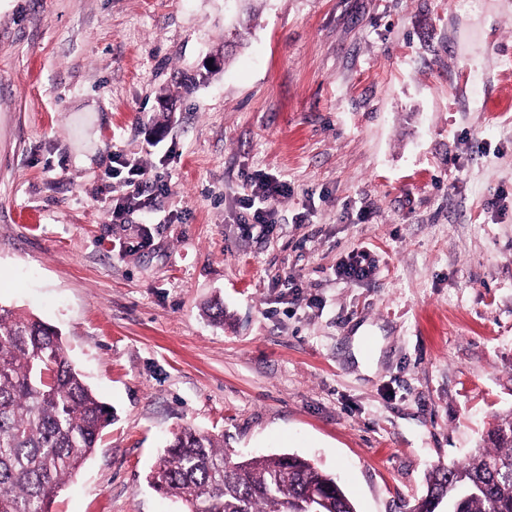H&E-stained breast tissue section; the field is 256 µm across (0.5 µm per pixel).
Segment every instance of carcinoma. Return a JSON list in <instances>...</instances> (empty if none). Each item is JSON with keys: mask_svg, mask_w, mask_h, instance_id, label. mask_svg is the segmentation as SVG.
<instances>
[{"mask_svg": "<svg viewBox=\"0 0 512 512\" xmlns=\"http://www.w3.org/2000/svg\"><path fill=\"white\" fill-rule=\"evenodd\" d=\"M111 423L58 328L0 305V512H51ZM149 482L187 512H356L336 478L309 460H233L193 428L172 435ZM407 512H512V413L466 461L434 466Z\"/></svg>", "mask_w": 512, "mask_h": 512, "instance_id": "1", "label": "carcinoma"}]
</instances>
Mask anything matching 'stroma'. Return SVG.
I'll return each mask as SVG.
<instances>
[{"mask_svg": "<svg viewBox=\"0 0 512 512\" xmlns=\"http://www.w3.org/2000/svg\"><path fill=\"white\" fill-rule=\"evenodd\" d=\"M251 7L187 94L224 0H0V305L114 416L52 512H183L147 476L184 427L402 512L512 413V0ZM257 175L288 193L245 224ZM370 273L371 267L366 263L363 253L351 257L338 267V274L347 280H360L368 277Z\"/></svg>", "mask_w": 512, "mask_h": 512, "instance_id": "35a3bbf8", "label": "stroma"}]
</instances>
